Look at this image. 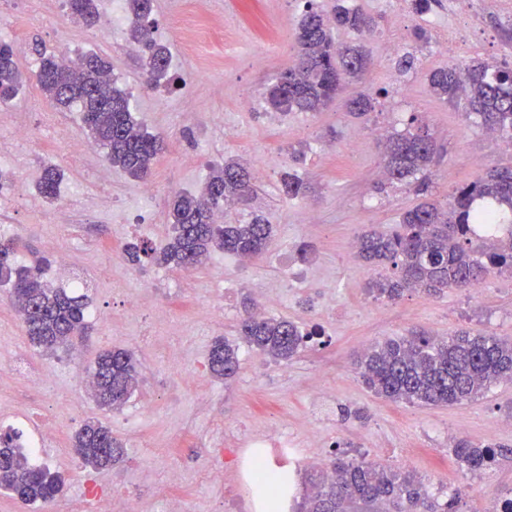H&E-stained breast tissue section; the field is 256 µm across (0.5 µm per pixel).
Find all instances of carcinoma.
Returning <instances> with one entry per match:
<instances>
[{
  "mask_svg": "<svg viewBox=\"0 0 512 512\" xmlns=\"http://www.w3.org/2000/svg\"><path fill=\"white\" fill-rule=\"evenodd\" d=\"M133 17L130 42L144 55L142 70L148 86H177L179 76L169 74V48L154 37V0H127ZM70 14L86 26L100 19L97 0H67ZM356 34L373 32L371 15L342 5L328 14L305 0L297 24L299 61L284 71L264 94L266 110L319 112L333 96L368 71L371 50L365 41L339 43L331 25ZM36 84L57 106L80 105L87 139L104 151L110 166L134 179L151 175L161 151L159 138L143 129L134 115L129 95L111 75L108 62L94 53L80 55L74 68L60 57L39 50ZM430 92L445 104L465 103L466 117L484 128L512 139V66L476 60L461 70L438 69L428 77ZM23 87V76L13 48L0 41V103L14 100ZM349 115L361 119L373 108V98L357 93L349 99ZM386 180L405 183L420 195L432 194L431 166L436 159L433 138L422 127H409L386 140L383 146ZM64 179L56 166L44 168L37 181L39 195L53 202ZM288 196L305 194L298 176L282 177ZM251 192V177L234 161L211 168L197 193H178L170 201L172 237L156 252L136 244L127 246L131 261L141 256L174 268L202 266L215 251L242 257H259L272 234V225L254 216L243 224H218L216 212L224 202L239 203ZM497 211L505 231L490 238L476 232L482 211ZM358 254L371 266L389 264L394 273L369 282V292L388 301L399 300L416 289L436 295L448 288L468 290L486 276L512 272V166H494L473 181L460 185L448 202L425 201L405 211L399 225L373 229L359 237ZM16 238L0 233V286L10 287V304L19 313L29 341L47 354L66 352L73 340L86 335L87 295L57 287L44 277L40 265L16 263ZM239 334L250 346L275 359L288 361L320 335L318 328L303 332L283 317L254 319L247 315ZM364 384L375 394L392 401L425 407L460 406L491 386L512 381V342L491 334L461 329L441 338L422 332L388 339L366 350L357 360ZM209 369L218 378L231 379L239 370L238 347L218 340L209 353ZM91 394L100 407L119 409L136 391L139 380L133 354L126 350L99 353L90 368ZM73 448L83 463L107 468L121 459V440L102 423L89 420L74 434ZM457 463L468 470H482L496 461L491 445L479 446L460 439L453 448ZM253 481L270 485L262 463L253 468ZM301 499H293L292 512H457L459 495L448 497L443 508L427 500L422 481L410 471L380 468L365 460L337 458L325 469L303 475ZM273 496H288V474L272 484ZM59 473L34 465L21 451L17 434H0V489L11 492L25 504L51 503L64 489Z\"/></svg>",
  "mask_w": 512,
  "mask_h": 512,
  "instance_id": "1",
  "label": "carcinoma"
}]
</instances>
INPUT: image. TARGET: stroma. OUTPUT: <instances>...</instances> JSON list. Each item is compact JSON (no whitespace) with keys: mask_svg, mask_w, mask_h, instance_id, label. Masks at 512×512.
I'll use <instances>...</instances> for the list:
<instances>
[{"mask_svg":"<svg viewBox=\"0 0 512 512\" xmlns=\"http://www.w3.org/2000/svg\"><path fill=\"white\" fill-rule=\"evenodd\" d=\"M340 1L377 21L365 83L373 109L364 120L347 115L343 93L316 114L266 111L265 88L296 63L301 0H155V35L170 49L172 73L182 78L171 90L142 87L140 55L125 49L132 17L123 2L99 0L101 21L118 20L111 43L100 44L95 28L74 23L55 0H0V21L19 36L12 47L27 76L14 104L23 107L19 118L32 131L28 142L15 141L19 118L0 106V155L12 160V180L0 186V224L14 227L19 263H53L65 251L89 281L92 330L78 357L46 356L30 346L7 289L0 288V374L8 373L10 355L22 349L51 380L44 394L31 398L22 380L1 388L0 431L29 436L20 409L25 402L55 420L58 434L49 445L55 460L49 468L65 477L67 488L49 512H91L102 494L134 497L142 512H159L161 497L170 490L186 501L188 512H258L245 484L212 483L201 470L220 450L225 474L235 475L251 432L267 427L273 417L299 436L313 435L315 452L325 461L364 459L412 471L440 504L451 491L463 490L458 512H485L490 497L512 492V381L459 407L425 408L375 396L354 365L366 348L412 330L449 337L467 328L512 341V275H490L478 292L450 288L437 297L408 292L398 301L378 302L366 291L367 267L353 246L364 231L397 224L420 201L404 187H379L383 157L375 128L394 135L403 132L410 115L418 116L441 152L433 176L434 198L441 202L453 187L473 181L481 166L512 164V152L499 150L463 109L441 104L427 89L429 70L456 62L437 51L438 36L449 25L448 0H437L426 15L401 10L397 0ZM202 13L221 22L232 51L207 40L185 51L183 32ZM420 28L427 42L417 41ZM392 35L416 55V71L396 72L395 56L384 50ZM36 43L49 52L78 49L111 62L113 78L134 95L138 117L164 139L150 179L152 200L143 199L141 182L119 169L101 176L102 149L79 154L86 140L80 113L57 110L28 79ZM258 53L264 56L259 64ZM463 55L469 61L512 63V26L495 14L483 15ZM188 108L194 120L187 126L182 113ZM357 138L362 146L350 152ZM228 159L251 168L268 164V180L255 183L248 202L224 211L228 224L253 212L265 216L273 226L265 253L243 265L235 254L214 252L190 280L146 259L130 262L127 244L159 249L167 242L171 196L196 192L211 166ZM47 165L59 166L66 182L80 187L68 211L45 203L35 190ZM288 171L307 183L305 196L284 192L281 176ZM310 211L318 223H307ZM304 243L311 251L303 260ZM262 291L272 298L270 316L304 330L319 328L321 342L285 363L242 345L238 326L244 302ZM115 318L123 322L122 334L108 331ZM219 339L240 347L239 371L226 381L213 377L208 365ZM118 348L138 359L139 386L122 408L103 411L77 378L96 351ZM173 350L181 352V360L170 358ZM312 378L324 392L320 415L306 389ZM91 417L124 443L125 456L112 469L84 466L72 448V435ZM455 436L500 447L496 463L478 471L459 468L452 454ZM82 484L90 486L91 497L72 496V488Z\"/></svg>","mask_w":512,"mask_h":512,"instance_id":"stroma-1","label":"stroma"}]
</instances>
